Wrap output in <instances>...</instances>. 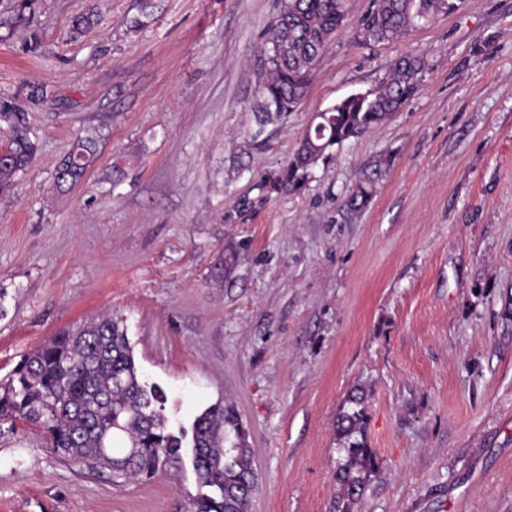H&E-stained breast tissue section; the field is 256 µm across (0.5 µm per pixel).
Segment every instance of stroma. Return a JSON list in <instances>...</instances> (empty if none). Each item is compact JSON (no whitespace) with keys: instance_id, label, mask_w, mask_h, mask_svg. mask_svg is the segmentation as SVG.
<instances>
[{"instance_id":"obj_1","label":"stroma","mask_w":512,"mask_h":512,"mask_svg":"<svg viewBox=\"0 0 512 512\" xmlns=\"http://www.w3.org/2000/svg\"><path fill=\"white\" fill-rule=\"evenodd\" d=\"M320 58L305 98L260 137L252 107L279 0H0V101L36 153L0 195V382L60 329L111 312L172 430L217 401L248 435L250 512H333L346 439L374 468L350 512H512V0ZM94 14L76 34L73 20ZM426 58L418 93L319 162L287 164L314 115ZM98 157L69 192L77 138ZM394 163L369 207L337 213L361 166ZM225 251L230 277L212 266ZM191 466L90 471L42 428L0 422V512H190ZM97 142V137L93 134L80 138L61 162L56 173V186L60 191H67L75 186L96 161ZM350 409L345 412L339 423V431L348 437L356 432L360 422L365 416V402L363 396H351L349 399Z\"/></svg>"}]
</instances>
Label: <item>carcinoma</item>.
<instances>
[{
    "label": "carcinoma",
    "instance_id": "cac0c4a2",
    "mask_svg": "<svg viewBox=\"0 0 512 512\" xmlns=\"http://www.w3.org/2000/svg\"><path fill=\"white\" fill-rule=\"evenodd\" d=\"M347 4L348 0H281L261 50L266 77L253 106L252 138L303 99L322 54L345 27ZM461 4L462 0H371L354 38L364 46L392 41L441 13L458 11ZM425 67L421 55L401 56L378 87L352 93L317 113L275 179L276 188L285 193L299 190L333 148L391 119L418 92ZM0 122L6 124L9 138L8 156L0 161L2 193L30 164L36 146L24 112L0 104ZM96 159L97 137L79 139L58 167L57 188L71 189ZM392 165L390 156L369 162L339 212L348 219L364 211ZM166 403L158 385L140 381L125 329L111 315L58 331L21 362L8 383L0 384L1 421L18 418L38 424L55 451L88 468L128 478L184 463L186 431L169 430ZM349 404L339 431L350 437L365 416L364 397L352 396ZM191 445L190 464L200 489L193 512H249L258 477L234 407L220 401L198 415L191 427ZM341 452L345 463L335 478L350 498L363 490L373 457L358 440Z\"/></svg>",
    "mask_w": 512,
    "mask_h": 512
}]
</instances>
